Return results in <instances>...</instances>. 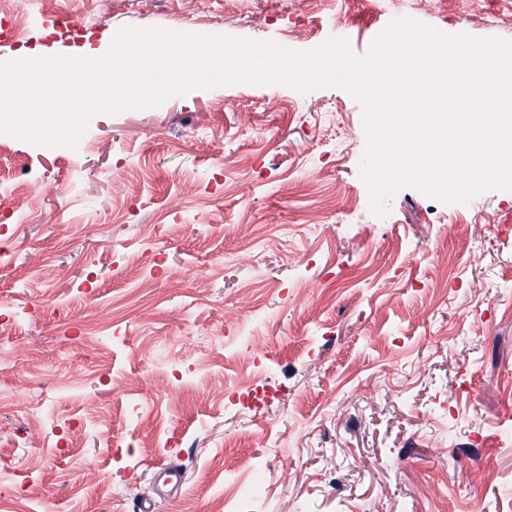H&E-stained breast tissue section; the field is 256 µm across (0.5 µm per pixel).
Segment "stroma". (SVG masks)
Listing matches in <instances>:
<instances>
[{
	"label": "stroma",
	"instance_id": "stroma-1",
	"mask_svg": "<svg viewBox=\"0 0 512 512\" xmlns=\"http://www.w3.org/2000/svg\"><path fill=\"white\" fill-rule=\"evenodd\" d=\"M17 7L0 64L125 26L359 57L403 18L512 43V0H70L69 36L54 0ZM0 140L32 187L23 212L0 199V487L26 495L0 512H224L257 475L246 512L512 501V191L461 212L409 186L377 216L363 107L338 88L196 89L96 116L74 148ZM161 464L184 482L158 496Z\"/></svg>",
	"mask_w": 512,
	"mask_h": 512
}]
</instances>
